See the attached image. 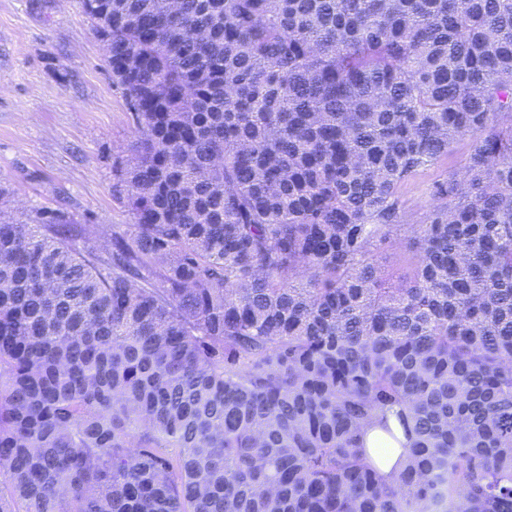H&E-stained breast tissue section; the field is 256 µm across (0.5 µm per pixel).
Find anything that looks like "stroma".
Returning a JSON list of instances; mask_svg holds the SVG:
<instances>
[{
  "label": "stroma",
  "instance_id": "1",
  "mask_svg": "<svg viewBox=\"0 0 512 512\" xmlns=\"http://www.w3.org/2000/svg\"><path fill=\"white\" fill-rule=\"evenodd\" d=\"M134 125L101 42L78 0H0V210L67 212L73 223L125 233L132 222L112 167ZM470 140L401 189L408 223L430 210L431 188L467 155Z\"/></svg>",
  "mask_w": 512,
  "mask_h": 512
}]
</instances>
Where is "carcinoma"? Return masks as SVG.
<instances>
[{
  "label": "carcinoma",
  "mask_w": 512,
  "mask_h": 512,
  "mask_svg": "<svg viewBox=\"0 0 512 512\" xmlns=\"http://www.w3.org/2000/svg\"><path fill=\"white\" fill-rule=\"evenodd\" d=\"M79 3L133 224L0 212V512H512V0ZM471 141L455 143L448 158L419 171L401 188V200L408 224H415L430 210L433 204L431 188L435 182L448 176L449 167H457L470 150ZM383 435L384 432L381 431L380 427H372L368 429L365 436V441L369 455L374 459V461L379 462V468L382 470V472L389 474L393 470H397L399 468L400 464L398 463V460L402 449L398 444L395 446L375 444V440ZM377 448H392V450L387 454L385 458H380L377 452Z\"/></svg>",
  "instance_id": "obj_1"
}]
</instances>
